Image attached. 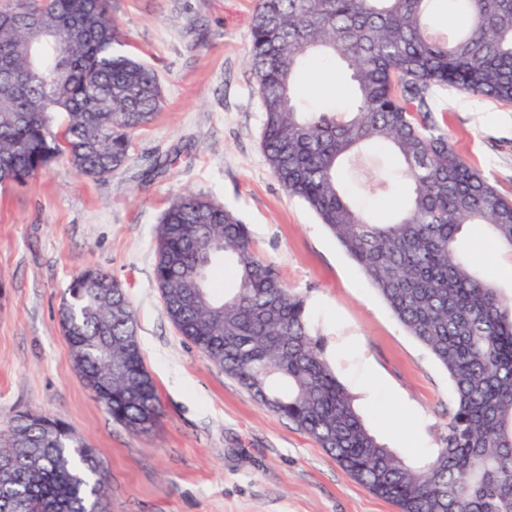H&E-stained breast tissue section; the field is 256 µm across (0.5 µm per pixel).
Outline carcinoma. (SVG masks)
<instances>
[{
	"instance_id": "1",
	"label": "carcinoma",
	"mask_w": 512,
	"mask_h": 512,
	"mask_svg": "<svg viewBox=\"0 0 512 512\" xmlns=\"http://www.w3.org/2000/svg\"><path fill=\"white\" fill-rule=\"evenodd\" d=\"M450 5L460 25L434 20ZM112 0H0V185L34 179L57 159L102 179L124 166L132 134L163 105L158 74L125 50ZM33 19L52 29L40 37ZM347 63L356 99L342 119L305 109L302 63ZM248 61L263 112L262 149L366 275L406 331L447 370L456 409L433 455L408 461L365 428L336 379L303 297L252 249L238 214L187 192L158 225L154 279L179 333L268 410L311 436L398 512H512V297L457 251L485 225L512 250V200L454 149L432 108L451 85L512 104V0H256ZM66 116L64 126L57 115ZM388 148L408 189L403 212L374 223L339 173L387 191L364 163ZM234 287L214 294L216 258ZM61 331L85 386L112 419L148 432L160 418L127 293L100 272L68 289ZM0 435V512H103L97 454L54 417L22 412Z\"/></svg>"
}]
</instances>
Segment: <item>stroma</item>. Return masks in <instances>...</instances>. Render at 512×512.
<instances>
[{
    "mask_svg": "<svg viewBox=\"0 0 512 512\" xmlns=\"http://www.w3.org/2000/svg\"><path fill=\"white\" fill-rule=\"evenodd\" d=\"M255 0H113L127 49L162 78L165 108L133 136L112 177H78L58 160L0 188V432L24 411L57 417L94 448L109 512H398L347 475L308 434L258 405L185 340L153 277L157 226L186 190L234 209L255 253L306 301L324 355L368 430L407 458L441 446L455 397L446 370L397 321L336 238L288 195L261 148L262 112L247 60ZM298 91L312 111L353 97L344 64L305 61ZM457 151L512 199V105L437 90ZM385 221L405 201L350 189ZM462 256L512 294V252L471 224ZM88 268L126 288L161 417L147 433L114 422L84 386L58 324L72 279Z\"/></svg>",
    "mask_w": 512,
    "mask_h": 512,
    "instance_id": "1",
    "label": "stroma"
}]
</instances>
